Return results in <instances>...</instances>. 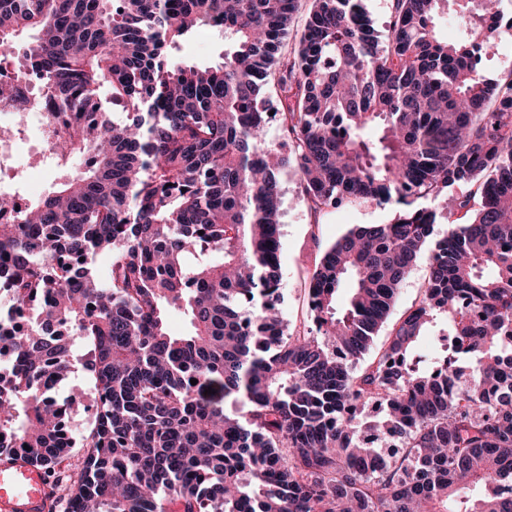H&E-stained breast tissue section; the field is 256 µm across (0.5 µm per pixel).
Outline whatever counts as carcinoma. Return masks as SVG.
I'll list each match as a JSON object with an SVG mask.
<instances>
[{"instance_id":"cac0c4a2","label":"carcinoma","mask_w":512,"mask_h":512,"mask_svg":"<svg viewBox=\"0 0 512 512\" xmlns=\"http://www.w3.org/2000/svg\"><path fill=\"white\" fill-rule=\"evenodd\" d=\"M474 2L391 0L382 41L364 0H312L283 56L299 0H0V64L26 67L0 104L23 116L30 84L70 168L24 208L19 176L0 193V288L40 315L0 330L20 349L0 458L53 479L48 512H512V75L483 69L512 13ZM445 7L473 17L457 40ZM200 28L224 36L214 65L181 54ZM287 168L314 211L399 205L324 249L293 331ZM420 262L422 299L357 369ZM76 340L95 409L78 440L55 396Z\"/></svg>"}]
</instances>
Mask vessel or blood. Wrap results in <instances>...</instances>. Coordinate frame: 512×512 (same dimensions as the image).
<instances>
[{
	"label": "vessel or blood",
	"instance_id": "1",
	"mask_svg": "<svg viewBox=\"0 0 512 512\" xmlns=\"http://www.w3.org/2000/svg\"><path fill=\"white\" fill-rule=\"evenodd\" d=\"M52 497L42 470L0 462V512H48Z\"/></svg>",
	"mask_w": 512,
	"mask_h": 512
}]
</instances>
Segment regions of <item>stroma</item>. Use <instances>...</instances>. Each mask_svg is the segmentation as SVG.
<instances>
[{"label":"stroma","mask_w":512,"mask_h":512,"mask_svg":"<svg viewBox=\"0 0 512 512\" xmlns=\"http://www.w3.org/2000/svg\"><path fill=\"white\" fill-rule=\"evenodd\" d=\"M41 138V129L35 126L28 129L19 142V154L23 162L17 173L21 178L22 190L49 188L59 180L60 171L53 162L46 161L39 165L31 162L32 155L38 151ZM281 181V263L284 296L281 309L288 326L293 328L302 326L309 320L308 278L323 249L355 226L389 223L395 216L396 207L392 204L353 202L316 213L300 198L297 175L290 171L285 172ZM92 384L91 375L77 363L56 391L59 399L75 403L71 416L73 434H81L89 423L81 398Z\"/></svg>","instance_id":"obj_1"}]
</instances>
